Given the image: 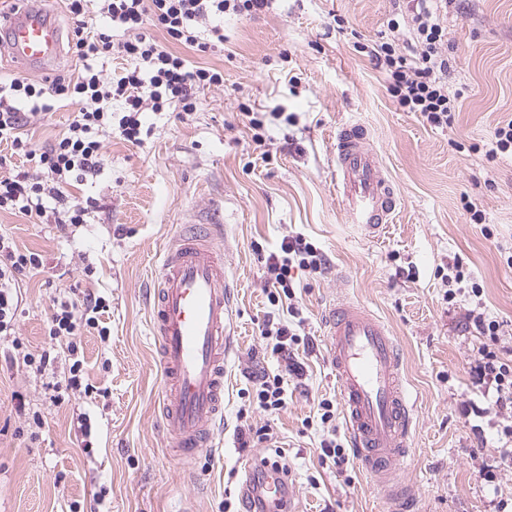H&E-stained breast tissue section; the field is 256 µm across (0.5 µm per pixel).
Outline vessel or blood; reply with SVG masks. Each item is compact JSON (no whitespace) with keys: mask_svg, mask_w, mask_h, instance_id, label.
Segmentation results:
<instances>
[{"mask_svg":"<svg viewBox=\"0 0 512 512\" xmlns=\"http://www.w3.org/2000/svg\"><path fill=\"white\" fill-rule=\"evenodd\" d=\"M7 20L0 46L25 70L58 56L61 32L37 5ZM336 199L363 237L378 238L400 208L395 186L367 127L342 124L336 132ZM214 225L182 229L158 256L149 296L150 328L161 365L160 427L176 460L190 461L212 445L224 419V364L234 350V284ZM330 363L343 418L363 471L393 512H407V485L397 465L412 444L413 405L402 359L388 326L363 304L341 298L324 315ZM267 512H279L285 487L279 474L264 484Z\"/></svg>","mask_w":512,"mask_h":512,"instance_id":"obj_1","label":"vessel or blood"}]
</instances>
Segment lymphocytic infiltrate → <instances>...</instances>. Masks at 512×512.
Listing matches in <instances>:
<instances>
[{"label": "lymphocytic infiltrate", "mask_w": 512, "mask_h": 512, "mask_svg": "<svg viewBox=\"0 0 512 512\" xmlns=\"http://www.w3.org/2000/svg\"><path fill=\"white\" fill-rule=\"evenodd\" d=\"M72 20L69 51L80 64L77 71L55 75L44 84L25 77L0 81V212L66 227L84 223L87 206L69 201L63 189L70 182L93 173L100 162L104 138L142 141L145 113L174 112L185 117L197 112L200 94L223 84L220 70L190 65L178 47L206 53L225 41L224 15L251 17L271 9L274 0H63ZM391 31L406 30L403 40L381 42L369 51L375 69L384 74L387 91L406 112L419 114L430 126L452 124L460 105L448 93V37L435 0H407L402 19H390ZM162 39H155V32ZM121 59L127 66L115 78L105 77L100 61ZM77 104L67 130L44 146H34L25 127L44 119L53 100ZM22 158L14 168L10 156ZM43 265L39 253L20 250L0 237V338L10 339L14 349L22 343L15 326L22 313L19 283ZM329 262L303 234L283 238L278 251L265 259L267 300L271 306L261 331L277 371H260L250 378L252 402L276 415L287 406L288 380L303 373L294 348L305 319L298 306L292 272L320 273ZM107 308L103 296L90 290L68 292L52 299L49 339L68 337L69 374L55 381V359L50 351L25 354V364L45 376L51 403H59L63 391L82 387L83 362L78 338L94 331L106 335L101 315ZM480 383L492 390L499 406L512 405V358L481 348L475 367ZM324 437L321 460L340 466L350 460L344 444L336 440V403L318 404Z\"/></svg>", "instance_id": "1"}]
</instances>
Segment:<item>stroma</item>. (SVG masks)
Returning a JSON list of instances; mask_svg holds the SVG:
<instances>
[{
  "instance_id": "obj_1",
  "label": "stroma",
  "mask_w": 512,
  "mask_h": 512,
  "mask_svg": "<svg viewBox=\"0 0 512 512\" xmlns=\"http://www.w3.org/2000/svg\"><path fill=\"white\" fill-rule=\"evenodd\" d=\"M402 8L401 0H275L252 18L225 15L223 49L183 52L223 71V85L204 90L186 120L147 114L142 144L106 139L98 170L66 189L76 201L94 200L84 223L62 231L0 213V234L43 256L38 273L20 284L16 335L24 352L49 348L54 295L91 289L109 304L107 336L81 339L92 393L50 403L40 376L9 360L0 343V512H224L225 502L241 500L248 462L277 454L291 471L293 512H385L358 461L318 462V402L338 396L323 316L345 295L385 319L403 351L415 411L399 474L413 512H498L499 501L512 500V465L499 452L512 410L475 383L486 339L465 326L472 312L498 320L501 346L512 347V268L500 255L512 248V157H487L495 127L512 118V0H448V90L463 98L443 130L400 109L367 54L353 47L390 38L388 22ZM245 106L273 115L264 146L243 124ZM348 121L368 127L402 199L374 241L346 224L333 188L336 129ZM264 149L270 162L259 158ZM475 210L482 224L472 221ZM189 221L227 231L237 329L224 424L210 451L183 466L155 413L162 378L147 293L157 253ZM485 224L493 237L482 235ZM295 233L329 261L324 272L294 273L311 341L298 355L306 371L279 414L248 407L254 426L271 428L275 447L242 448L240 392L253 373L277 368L260 335L270 306L258 254ZM454 265L465 280L450 300L444 277ZM474 282L482 296L472 295ZM19 395L47 418L38 439L21 432ZM80 414L92 425L88 450L73 427Z\"/></svg>"
}]
</instances>
